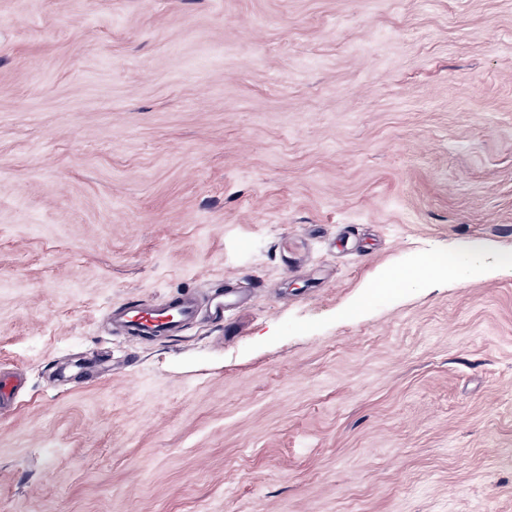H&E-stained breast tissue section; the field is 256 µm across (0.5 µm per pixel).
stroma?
<instances>
[{
	"instance_id": "35a3bbf8",
	"label": "stroma",
	"mask_w": 512,
	"mask_h": 512,
	"mask_svg": "<svg viewBox=\"0 0 512 512\" xmlns=\"http://www.w3.org/2000/svg\"><path fill=\"white\" fill-rule=\"evenodd\" d=\"M505 257L512 0H0V512H512ZM203 308L216 325L223 324L224 294L218 293L208 295L204 302L191 294H177L149 306L123 304L112 312V325L119 322L137 336H175L193 323Z\"/></svg>"
}]
</instances>
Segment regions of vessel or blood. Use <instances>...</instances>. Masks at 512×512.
I'll return each mask as SVG.
<instances>
[{"label": "vessel or blood", "instance_id": "obj_1", "mask_svg": "<svg viewBox=\"0 0 512 512\" xmlns=\"http://www.w3.org/2000/svg\"><path fill=\"white\" fill-rule=\"evenodd\" d=\"M207 313L216 324L224 322V300L212 294L201 300L191 294H177L154 305L125 304L114 310L113 321L137 336H174Z\"/></svg>", "mask_w": 512, "mask_h": 512}]
</instances>
